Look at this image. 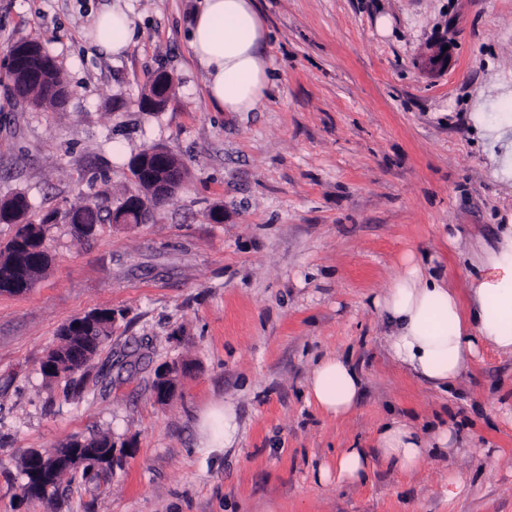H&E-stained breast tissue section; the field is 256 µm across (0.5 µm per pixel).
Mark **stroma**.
Returning <instances> with one entry per match:
<instances>
[{
	"instance_id": "35a3bbf8",
	"label": "stroma",
	"mask_w": 512,
	"mask_h": 512,
	"mask_svg": "<svg viewBox=\"0 0 512 512\" xmlns=\"http://www.w3.org/2000/svg\"><path fill=\"white\" fill-rule=\"evenodd\" d=\"M257 4L274 82L255 111L221 112L187 46L202 0H0V52L38 39L71 91L64 111L35 109L0 80V199L25 194L35 219L103 191L118 203L138 191L130 158L152 146L185 169L149 223L87 240L49 225L48 271L0 293V512H512V356L487 350L439 392L390 359L371 305L410 253L464 291L467 256L512 222L497 164L512 137L472 119L512 108V0ZM112 5L135 31L119 55L84 37ZM440 42L448 67L427 75L416 61ZM160 70L173 92L141 111ZM104 308L112 338L75 401L40 364L62 325ZM336 354L362 378L338 419L305 395ZM166 364L178 374L161 403ZM227 402L238 441L209 450L204 418ZM394 417L426 435L451 427L457 450L411 474L379 462L363 483L320 480ZM100 434L126 443L122 468L24 495L27 450Z\"/></svg>"
}]
</instances>
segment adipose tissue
<instances>
[{
	"mask_svg": "<svg viewBox=\"0 0 512 512\" xmlns=\"http://www.w3.org/2000/svg\"><path fill=\"white\" fill-rule=\"evenodd\" d=\"M131 22L121 10L98 12L86 35L92 45L118 55L131 40ZM267 26L256 0H204L191 26L188 47L206 71V93L226 112H251L261 104L270 82L263 46ZM374 308L387 329L389 357L428 386L451 389L483 349L512 355V224L497 228L493 245L472 252L467 288L458 293L437 270L429 254L409 256ZM362 392L350 360L329 355L313 368L306 386L308 402L321 413L349 415ZM455 450L451 428L423 436L399 419L386 422L373 450L345 448L335 468H322V480L365 481L374 462L410 474L432 448Z\"/></svg>",
	"mask_w": 512,
	"mask_h": 512,
	"instance_id": "ef3b65f1",
	"label": "adipose tissue"
}]
</instances>
